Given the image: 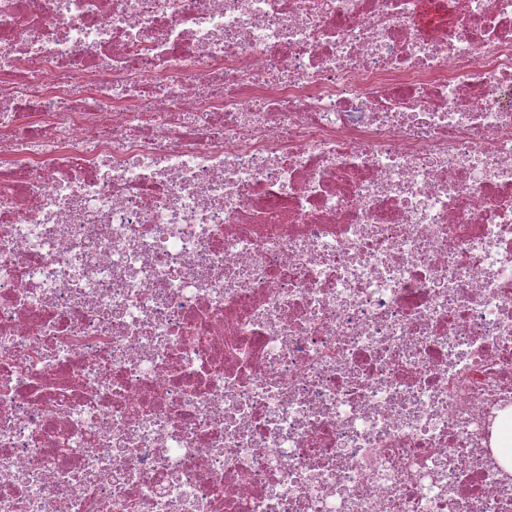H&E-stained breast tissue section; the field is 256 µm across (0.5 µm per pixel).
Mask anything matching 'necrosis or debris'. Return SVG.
I'll return each instance as SVG.
<instances>
[{"label": "necrosis or debris", "instance_id": "necrosis-or-debris-1", "mask_svg": "<svg viewBox=\"0 0 512 512\" xmlns=\"http://www.w3.org/2000/svg\"><path fill=\"white\" fill-rule=\"evenodd\" d=\"M512 0H0V512H512Z\"/></svg>", "mask_w": 512, "mask_h": 512}]
</instances>
